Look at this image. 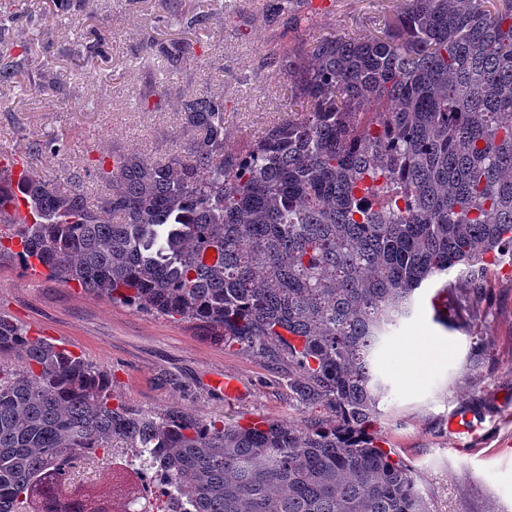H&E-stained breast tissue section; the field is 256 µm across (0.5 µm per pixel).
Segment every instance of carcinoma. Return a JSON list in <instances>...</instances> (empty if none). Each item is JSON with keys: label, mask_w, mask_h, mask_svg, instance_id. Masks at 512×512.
I'll list each match as a JSON object with an SVG mask.
<instances>
[{"label": "carcinoma", "mask_w": 512, "mask_h": 512, "mask_svg": "<svg viewBox=\"0 0 512 512\" xmlns=\"http://www.w3.org/2000/svg\"><path fill=\"white\" fill-rule=\"evenodd\" d=\"M302 111L238 153L222 94L180 101L183 150L115 151L67 186L0 169V223L21 260L113 305L189 323L288 364L323 417L247 425L116 400L106 369L0 319V512H112L117 470L75 488L89 449L143 448L170 481L162 512H430L379 444L378 358L415 293H465L512 265V0H407L379 35H331L271 59Z\"/></svg>", "instance_id": "cac0c4a2"}]
</instances>
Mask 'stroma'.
<instances>
[{"label": "stroma", "mask_w": 512, "mask_h": 512, "mask_svg": "<svg viewBox=\"0 0 512 512\" xmlns=\"http://www.w3.org/2000/svg\"><path fill=\"white\" fill-rule=\"evenodd\" d=\"M169 2L0 0V62L20 64L15 87H0V156L25 155L29 130L63 140L38 168L51 178L115 149L148 159L181 150L179 95L189 89L224 93L234 111L224 148L238 151L290 101L288 80L269 65L275 48L301 50L334 34L375 35L406 8V0H296L307 24L293 31L275 14L278 0H181L185 14L208 17L191 30L170 18ZM194 39L205 53L193 72L157 52ZM147 75L161 99L149 112L141 103ZM433 294L416 291L413 317L384 347L394 357L419 336L438 354L419 376L397 363L384 373L390 392L380 404L383 434L433 512H512V276L491 279L484 293L449 295L459 323L436 321ZM1 316L105 367L115 395L132 406L175 404L242 423L320 415L289 394L287 365L47 279L24 268L11 249L0 252ZM220 375L238 377L243 395L228 400L215 392L210 382ZM454 411L471 417L477 436L449 432Z\"/></svg>", "instance_id": "obj_1"}]
</instances>
